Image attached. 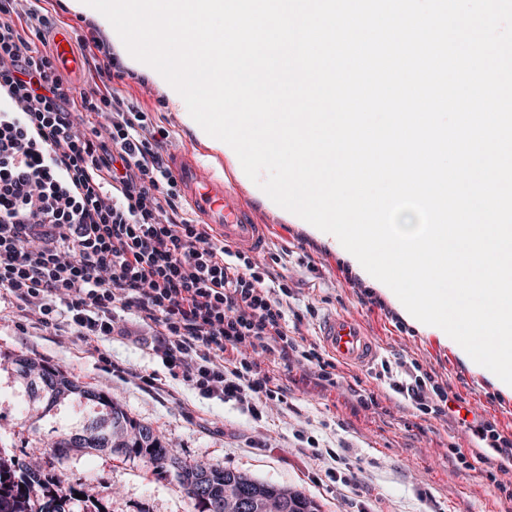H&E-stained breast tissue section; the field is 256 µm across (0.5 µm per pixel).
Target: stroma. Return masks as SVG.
<instances>
[{
  "label": "stroma",
  "mask_w": 512,
  "mask_h": 512,
  "mask_svg": "<svg viewBox=\"0 0 512 512\" xmlns=\"http://www.w3.org/2000/svg\"><path fill=\"white\" fill-rule=\"evenodd\" d=\"M10 11L33 55L47 72L69 88L77 110L81 139H94L115 111L136 112L142 126L167 132L162 152L191 149L217 166L230 154L196 138L181 120L180 107L144 75L125 69L110 55V40L95 22L69 12L60 0H0ZM68 28L74 48L85 59L82 72L58 68L53 59L52 28ZM240 190L270 227V238L258 262L285 277L296 309L314 307V317L289 321L288 333L303 345L318 343L323 319L334 313L361 319L377 343V360L361 371L338 368L336 387L325 388L313 374L271 370L288 389V402L254 421L235 405L203 399L184 382L173 381L178 400L160 397L143 384L144 376L162 372L161 363L139 343L115 340L107 348L115 362L135 373L113 377L88 357L79 340L51 328H32L9 305L0 306V445L35 466H44L52 443L81 433L101 414L77 397L54 408L32 392L17 373L24 356L60 367L82 384L120 402L136 421L150 426L175 449L178 457L247 473L288 486L313 498L321 512H512V496L498 482L512 483V466L500 455L476 447L470 433L448 417L422 419L408 402L392 392L378 371L381 362L417 360L442 382L449 396L462 398L481 418L496 423L512 439V398L505 397L485 375L470 371L439 336L421 335L400 318L382 296L372 293L335 250L288 221L278 207L265 203L249 178ZM374 395L378 408L364 409L359 396ZM315 436L321 447H345L353 479L342 485L326 476L328 459L302 454L297 431ZM461 448L459 463L453 448ZM496 481H489V474ZM81 489L86 501L102 502L108 512H195L173 473H158L139 459L107 453L76 452L58 471Z\"/></svg>",
  "instance_id": "1"
}]
</instances>
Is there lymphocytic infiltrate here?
Masks as SVG:
<instances>
[{
	"instance_id": "f902f5d3",
	"label": "lymphocytic infiltrate",
	"mask_w": 512,
	"mask_h": 512,
	"mask_svg": "<svg viewBox=\"0 0 512 512\" xmlns=\"http://www.w3.org/2000/svg\"><path fill=\"white\" fill-rule=\"evenodd\" d=\"M0 91V300L104 364L119 313L131 314L151 330L167 378L256 420L287 401L262 360L315 369L336 386L329 355L288 334L287 281L180 217L163 188L172 176L135 113H113L111 143L81 140L68 88L6 15ZM378 376L419 414L447 415V391L419 362H383Z\"/></svg>"
}]
</instances>
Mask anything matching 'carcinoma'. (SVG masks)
<instances>
[{
  "mask_svg": "<svg viewBox=\"0 0 512 512\" xmlns=\"http://www.w3.org/2000/svg\"><path fill=\"white\" fill-rule=\"evenodd\" d=\"M20 373L38 374L48 402L57 404L77 394L107 410V417L94 419L83 432L57 440L49 464L60 466L78 450H108L128 458H140L159 472L170 469L194 502L197 512H226L227 489L234 488L249 500L250 512H267L276 502L283 512H320V505L298 490L260 482L245 473L217 466H205L180 459L153 429L131 418L123 407L105 393L79 383L53 365L36 363L20 356ZM73 486L62 492L57 481L25 460L0 450V512H74L80 502Z\"/></svg>",
  "mask_w": 512,
  "mask_h": 512,
  "instance_id": "obj_1",
  "label": "carcinoma"
}]
</instances>
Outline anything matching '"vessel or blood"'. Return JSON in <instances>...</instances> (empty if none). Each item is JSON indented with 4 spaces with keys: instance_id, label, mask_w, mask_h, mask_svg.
<instances>
[{
    "instance_id": "1",
    "label": "vessel or blood",
    "mask_w": 512,
    "mask_h": 512,
    "mask_svg": "<svg viewBox=\"0 0 512 512\" xmlns=\"http://www.w3.org/2000/svg\"><path fill=\"white\" fill-rule=\"evenodd\" d=\"M145 12L143 0H133L132 7L121 14V29L133 28L138 34H146L147 28L142 23ZM53 44L60 68L70 72L82 70L84 60L75 51L68 29H56ZM165 164L199 223L208 225L229 248L245 249L254 254L265 251L268 227L257 223L245 205L233 170L208 166L191 150L169 152ZM320 336L327 352L343 367L363 368L376 357L373 340L353 316L327 317L320 326Z\"/></svg>"
}]
</instances>
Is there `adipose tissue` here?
<instances>
[{
    "label": "adipose tissue",
    "instance_id": "1",
    "mask_svg": "<svg viewBox=\"0 0 512 512\" xmlns=\"http://www.w3.org/2000/svg\"><path fill=\"white\" fill-rule=\"evenodd\" d=\"M223 15L224 0H176L174 11L158 6L148 14L149 24L160 39V49L139 45L127 33L115 30L110 33L111 43L125 68L158 82L170 100L181 102L187 90L171 77L159 58L175 46L193 48L209 58L223 55L224 36L208 25L209 20Z\"/></svg>",
    "mask_w": 512,
    "mask_h": 512
}]
</instances>
